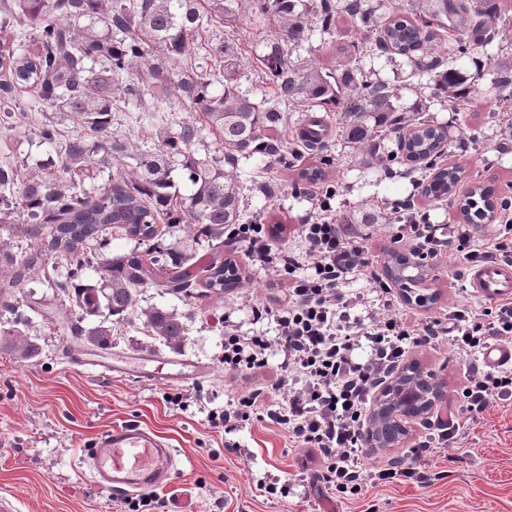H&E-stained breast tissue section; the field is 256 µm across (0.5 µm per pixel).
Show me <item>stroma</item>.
I'll return each mask as SVG.
<instances>
[{
  "mask_svg": "<svg viewBox=\"0 0 512 512\" xmlns=\"http://www.w3.org/2000/svg\"><path fill=\"white\" fill-rule=\"evenodd\" d=\"M210 34L216 43L230 37L241 44L239 85L249 93L263 90L254 60L272 34L268 21L246 12L233 28L214 27ZM365 35L359 22L347 20L331 37L309 32L288 59L296 68L331 70L354 60L379 80L400 81L406 70L403 60L378 50L357 52ZM489 85V79L480 81L465 111L433 107V120L451 128L448 149L436 165L460 166L462 187L490 185L497 199L512 202V131L491 121L498 104ZM38 151L33 119L0 127V163L17 164L27 153ZM322 156L327 160L326 178L336 185V217L356 220L355 230L367 236L369 257L377 266H385L391 249L406 248L405 243L394 242L383 220L392 203L410 196L429 213L431 223L458 221L447 200L414 194L412 182L423 173L418 165L394 161L386 169L364 168L359 153L334 134ZM311 164L310 154L303 153L289 169L254 158L237 170L240 180L251 186L245 194L244 223L266 225L278 247L297 245L298 228L313 213L311 199L298 188L300 170ZM224 255L237 263L240 284L223 295L208 293L188 300L162 288H146L138 297L139 307L186 314L188 331L180 349L146 340L133 325L124 327L121 341L112 347L116 353L175 356L207 367L206 375L178 385L103 377L97 370L72 364L69 349L75 339L58 323L56 291L37 280L23 286L20 301L40 304L26 329L40 354L22 360L11 350L0 349V498L11 500L15 512H120L122 498L101 491L79 463L100 431L121 424L156 429L179 454L170 485L159 492L164 505L157 512H172L187 490L195 512H512V404L492 407L485 420L474 425L465 447L447 449L437 461L442 478L429 487L379 486L343 502L307 496L299 488L285 496L263 495L256 482L264 475L285 480L297 471V453L290 449L287 435L253 418L236 434L241 450L233 453L225 449L223 433L210 426L208 414L223 407L224 393L232 386L222 363L225 317L238 322L243 332L274 335L270 320H254L251 305L260 298L276 302L282 283L277 274L250 266L243 249L228 246ZM412 358L445 382L446 403L457 408L463 363L448 343L415 351ZM176 392L190 395L187 410L169 408L165 398Z\"/></svg>",
  "mask_w": 512,
  "mask_h": 512,
  "instance_id": "obj_1",
  "label": "stroma"
}]
</instances>
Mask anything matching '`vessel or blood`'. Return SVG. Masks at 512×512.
Wrapping results in <instances>:
<instances>
[{"mask_svg": "<svg viewBox=\"0 0 512 512\" xmlns=\"http://www.w3.org/2000/svg\"><path fill=\"white\" fill-rule=\"evenodd\" d=\"M471 292L486 300L512 298V266L486 263L471 269ZM102 373L140 379L186 383L201 374L200 366L179 359L134 358L124 363H100ZM98 486L112 496L154 491L169 485L176 466L166 437L153 429L129 424L112 426L94 440L85 459Z\"/></svg>", "mask_w": 512, "mask_h": 512, "instance_id": "obj_1", "label": "vessel or blood"}]
</instances>
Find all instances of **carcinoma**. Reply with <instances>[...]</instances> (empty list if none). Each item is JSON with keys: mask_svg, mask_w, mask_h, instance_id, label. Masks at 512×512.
<instances>
[{"mask_svg": "<svg viewBox=\"0 0 512 512\" xmlns=\"http://www.w3.org/2000/svg\"><path fill=\"white\" fill-rule=\"evenodd\" d=\"M247 3L266 19L275 37L266 41L257 68L273 83V92L250 96L233 74L240 66L239 47L224 41L212 53L192 57L203 25L230 27ZM512 0H410L386 19L376 16L369 0H0V27L13 33L11 48L0 45V68L13 81L0 83V97L22 86L33 92L35 112H62L76 124L65 148L57 149V123L45 117L37 130L42 158L33 165L0 166V231L34 241L18 255L0 239V308L13 311L16 289L43 271L45 283L63 296L67 333L102 350L116 340L112 317L135 311L142 288H165L189 299L195 285L219 295L237 286L235 267L218 258L191 272V260L202 244L215 254L224 249V226L241 222L244 186L210 156L192 151L197 127L173 129L162 115L173 96L188 101L202 122L219 137L224 162L236 167L239 158L258 155L277 159L289 153L275 134L285 117L281 109L300 100L307 107L338 112L339 136L362 151L364 165L387 167L377 144L405 127L420 135L401 140L397 150L406 160L431 166L439 144L428 131L445 127L424 117L437 102L450 112L468 105L483 74L460 65L456 47L475 49L507 35L496 22L509 18ZM359 18L377 34L375 46L405 58L411 74L427 77L431 98L417 96L410 107L397 104L398 88L373 80L360 67L343 65L340 74L317 67L294 69L288 64L291 46L311 25L332 35L336 16ZM177 70L154 63L156 51ZM494 98L512 100V55L493 68ZM150 95L155 106L148 120L159 129L152 151L133 149L112 136V113ZM136 162L134 168L118 156ZM187 186L174 191L173 173ZM107 174L98 187L86 188L90 173ZM460 175L457 166L437 171L419 183L422 194L438 199L450 194ZM475 203L464 201L465 221L496 202L495 189L477 188ZM186 225L190 234L171 245L159 242L162 228ZM117 228L144 250L113 256L101 233ZM59 265L48 267L49 260ZM148 337L170 348L185 336L183 315L160 308L140 311ZM21 322L3 332L0 343L23 359L38 355L37 345L18 343Z\"/></svg>", "mask_w": 512, "mask_h": 512, "instance_id": "cac0c4a2", "label": "carcinoma"}]
</instances>
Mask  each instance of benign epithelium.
<instances>
[{
    "instance_id": "7a95c632",
    "label": "benign epithelium",
    "mask_w": 512,
    "mask_h": 512,
    "mask_svg": "<svg viewBox=\"0 0 512 512\" xmlns=\"http://www.w3.org/2000/svg\"><path fill=\"white\" fill-rule=\"evenodd\" d=\"M398 260L413 268L417 278L415 286L402 289L409 301L426 304L434 295L425 292L429 288L430 267L419 257H398ZM445 383L435 374L411 362L402 369L392 382L382 388L376 396L362 431L366 448H399L411 427L427 419L445 400Z\"/></svg>"
}]
</instances>
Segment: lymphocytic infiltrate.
I'll use <instances>...</instances> for the list:
<instances>
[{
	"label": "lymphocytic infiltrate",
	"instance_id": "obj_1",
	"mask_svg": "<svg viewBox=\"0 0 512 512\" xmlns=\"http://www.w3.org/2000/svg\"><path fill=\"white\" fill-rule=\"evenodd\" d=\"M314 213L299 230L296 247L277 250L262 224H232L227 240L241 244L253 267L286 276L278 307L259 302L255 319H272L273 337L245 335L232 321L224 323L225 370L248 378L247 386L230 392L222 410L209 414L212 428L236 432L256 418L288 436L292 448L308 451L314 470H301L288 482L278 477L258 482L267 495L311 486L319 494L341 500L361 496L385 483L409 482L425 488L438 480L434 458L447 448L463 447L471 425L488 408L512 400V366L490 368L480 357L491 344H512V299L476 298L462 282L472 266L486 262L512 265V218L496 231L477 236L473 224H433L427 213L413 212L397 225V241L412 252L435 258L458 255L451 274L456 287L442 316L411 319L390 284L369 257L368 247L354 241L348 225L337 223L332 202L336 188L309 189ZM362 289H352V282ZM448 341L463 362L461 405L446 419L424 426L401 457L367 468L361 434L377 391L390 381L408 356ZM280 362L272 380H264L270 355ZM287 392L284 402L273 393Z\"/></svg>",
	"mask_w": 512,
	"mask_h": 512
}]
</instances>
